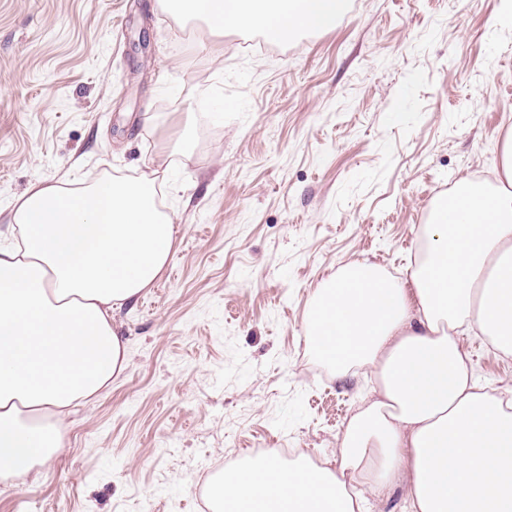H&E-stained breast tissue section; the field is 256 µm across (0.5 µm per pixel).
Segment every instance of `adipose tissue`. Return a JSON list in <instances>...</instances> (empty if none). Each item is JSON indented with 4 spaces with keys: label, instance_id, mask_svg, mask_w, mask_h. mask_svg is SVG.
Here are the masks:
<instances>
[{
    "label": "adipose tissue",
    "instance_id": "ef3b65f1",
    "mask_svg": "<svg viewBox=\"0 0 512 512\" xmlns=\"http://www.w3.org/2000/svg\"><path fill=\"white\" fill-rule=\"evenodd\" d=\"M171 15L269 40L333 25L345 0H164ZM493 179L465 177L435 201L408 282L366 261L324 280L305 333L339 369L376 385L349 419L336 468L277 450L219 483L224 512H362L401 485L408 512H512V399L474 378L463 339L512 357V126ZM156 181L71 191L37 183L9 206L20 243L0 245V480L64 445L63 423L127 366L112 314L152 287L175 242Z\"/></svg>",
    "mask_w": 512,
    "mask_h": 512
}]
</instances>
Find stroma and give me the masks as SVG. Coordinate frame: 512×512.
I'll return each instance as SVG.
<instances>
[{
    "label": "stroma",
    "mask_w": 512,
    "mask_h": 512,
    "mask_svg": "<svg viewBox=\"0 0 512 512\" xmlns=\"http://www.w3.org/2000/svg\"><path fill=\"white\" fill-rule=\"evenodd\" d=\"M159 0H0V241L39 181L161 164L178 227L153 288L116 311L129 351L0 512H197L207 471L296 448L335 467L368 380L322 361L306 304L354 260L403 278L432 202L488 176L512 116L506 0H347L335 25L259 46ZM482 384L512 358L466 338Z\"/></svg>",
    "instance_id": "stroma-1"
}]
</instances>
